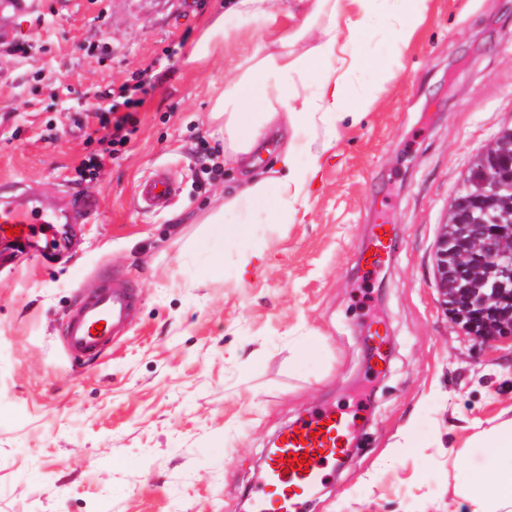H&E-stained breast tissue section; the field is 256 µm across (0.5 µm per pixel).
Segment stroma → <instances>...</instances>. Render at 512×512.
Instances as JSON below:
<instances>
[{"instance_id": "obj_1", "label": "stroma", "mask_w": 512, "mask_h": 512, "mask_svg": "<svg viewBox=\"0 0 512 512\" xmlns=\"http://www.w3.org/2000/svg\"><path fill=\"white\" fill-rule=\"evenodd\" d=\"M227 2L0 0V182L25 181L49 210L88 190L100 203L91 223L55 225L59 251L0 266V512H244L269 441L328 405L355 428L306 512H468L448 449L512 420V341L477 348L451 323L435 249L476 157L512 125V0H431L396 55L383 14L398 0H382L359 79H392L342 125L303 221L235 239L208 218L242 173L209 178L199 152L223 161L212 104L277 32L190 61ZM145 69L136 133L80 181L101 149L86 135L98 97L126 113L120 88ZM158 168L177 194L140 211L135 187ZM380 225L399 248L370 272L358 257ZM112 275L138 286L131 331L71 360L61 319Z\"/></svg>"}]
</instances>
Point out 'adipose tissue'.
<instances>
[{
    "mask_svg": "<svg viewBox=\"0 0 512 512\" xmlns=\"http://www.w3.org/2000/svg\"><path fill=\"white\" fill-rule=\"evenodd\" d=\"M273 0H237L223 21L211 25L196 43L192 60L214 54L231 36L247 33L251 24L275 25L278 14ZM287 10V26L270 44L256 48L239 64V74L215 100L210 117L224 131V159L250 177L224 197L223 210L214 223L223 225L228 238L243 236L246 229L233 219L248 211L267 224H292L303 219L311 184L320 169L324 153L332 147L343 122L357 123L376 99V92L389 72L378 69L374 82L350 94L351 77L362 60L356 50L363 26L374 0H297ZM429 0H405L399 12L390 14L386 24L394 35V48L405 46L417 31L428 10ZM329 24L319 30L313 46L303 54L294 44L320 18ZM330 67L328 76L310 86L313 63ZM320 129L321 143L309 138ZM275 138L277 169L269 175H253L257 154L267 138ZM307 162H300L299 153ZM460 455L469 463L456 476V493L470 512H512V421L473 434Z\"/></svg>",
    "mask_w": 512,
    "mask_h": 512,
    "instance_id": "obj_1",
    "label": "adipose tissue"
}]
</instances>
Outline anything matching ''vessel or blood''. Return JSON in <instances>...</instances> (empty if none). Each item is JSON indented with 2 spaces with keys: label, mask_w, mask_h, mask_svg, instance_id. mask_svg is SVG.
Instances as JSON below:
<instances>
[{
  "label": "vessel or blood",
  "mask_w": 512,
  "mask_h": 512,
  "mask_svg": "<svg viewBox=\"0 0 512 512\" xmlns=\"http://www.w3.org/2000/svg\"><path fill=\"white\" fill-rule=\"evenodd\" d=\"M174 192L164 171H156L138 187L137 200L143 210L165 208ZM97 211V197L87 194L79 206L63 213L46 212L38 193L20 182L0 186V239H6L7 228L19 229L17 244H32L35 225L85 223ZM395 239L391 230L376 237L367 266L376 268L392 259ZM136 305L134 285L123 278L105 279L90 296L68 311L60 328L65 351L79 359H95L126 335L130 315ZM350 433V422L344 416L322 411L284 430V439L276 443L267 456L264 477L251 491L252 512H303L311 494L327 479L328 470L343 454V442ZM307 456L308 465L288 466V454Z\"/></svg>",
  "instance_id": "vessel-or-blood-1"
}]
</instances>
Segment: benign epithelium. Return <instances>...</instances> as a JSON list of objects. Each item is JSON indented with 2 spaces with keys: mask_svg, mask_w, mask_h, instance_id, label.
<instances>
[{
  "mask_svg": "<svg viewBox=\"0 0 512 512\" xmlns=\"http://www.w3.org/2000/svg\"><path fill=\"white\" fill-rule=\"evenodd\" d=\"M512 171H486L466 183L450 208L451 224L441 225L435 250L439 302L453 320L461 309L472 318L461 331L477 344L512 339V224L491 229L473 216L512 201ZM489 331L477 332V326Z\"/></svg>",
  "mask_w": 512,
  "mask_h": 512,
  "instance_id": "benign-epithelium-1",
  "label": "benign epithelium"
}]
</instances>
